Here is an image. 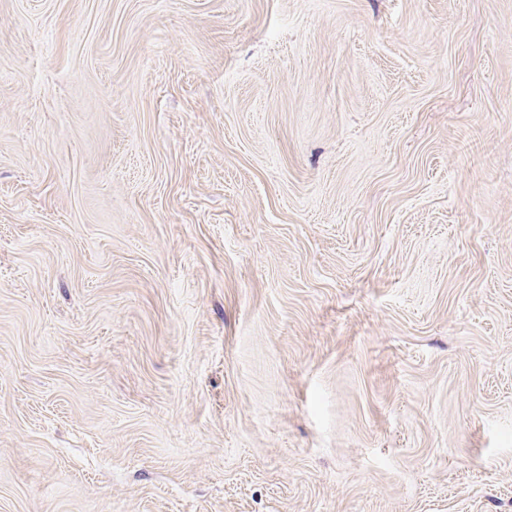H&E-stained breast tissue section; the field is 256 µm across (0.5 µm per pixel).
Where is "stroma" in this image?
<instances>
[{
	"label": "stroma",
	"instance_id": "1",
	"mask_svg": "<svg viewBox=\"0 0 512 512\" xmlns=\"http://www.w3.org/2000/svg\"><path fill=\"white\" fill-rule=\"evenodd\" d=\"M0 512H512V0H0Z\"/></svg>",
	"mask_w": 512,
	"mask_h": 512
}]
</instances>
